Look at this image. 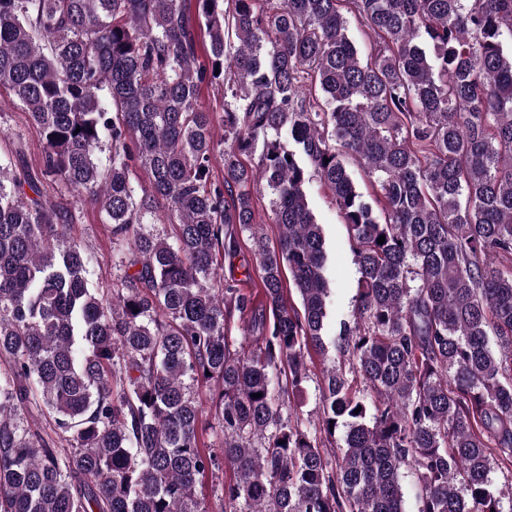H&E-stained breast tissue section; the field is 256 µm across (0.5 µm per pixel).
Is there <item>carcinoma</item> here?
Instances as JSON below:
<instances>
[{"label": "carcinoma", "instance_id": "cac0c4a2", "mask_svg": "<svg viewBox=\"0 0 512 512\" xmlns=\"http://www.w3.org/2000/svg\"><path fill=\"white\" fill-rule=\"evenodd\" d=\"M338 2L195 0L202 62L187 0H0V85L43 134L40 165L19 133L0 161V512H205L196 485L226 465L230 512H405L406 466L417 512H504L490 458L512 462V0H348L366 59ZM205 85L224 88L220 154ZM314 176L359 272L336 337ZM50 182L104 215L112 287ZM243 233L271 313L244 322L248 351L228 323L254 301L217 268ZM330 347L380 401L333 368L308 426L290 394ZM33 405L56 438L24 424ZM342 1L344 2H341L342 4L340 9L349 21V34L355 41L357 47L360 49L362 57L366 59V55L369 52V41H371V38H369L366 34L367 30H365V28H363L348 12V5L347 2H345L347 0ZM349 169L363 199L370 202L376 209H380V206L376 204V187L372 184L371 179L356 162L350 161ZM272 196L266 190L256 195L255 198V217L256 223L261 225L264 242L269 248L278 246V228L272 223Z\"/></svg>", "mask_w": 512, "mask_h": 512}]
</instances>
